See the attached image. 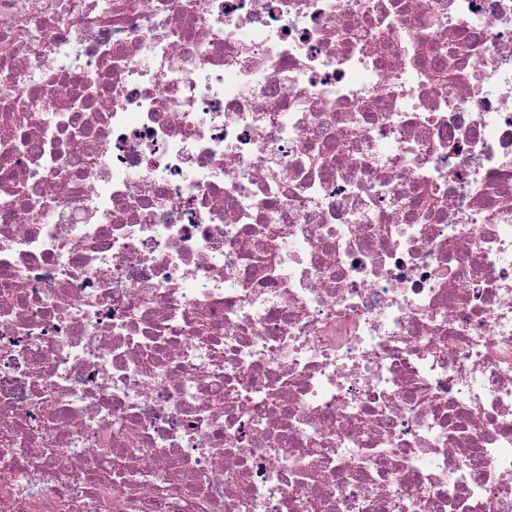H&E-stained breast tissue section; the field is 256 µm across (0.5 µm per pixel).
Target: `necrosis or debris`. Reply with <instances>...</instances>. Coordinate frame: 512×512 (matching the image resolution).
<instances>
[{"mask_svg": "<svg viewBox=\"0 0 512 512\" xmlns=\"http://www.w3.org/2000/svg\"><path fill=\"white\" fill-rule=\"evenodd\" d=\"M0 512H512V0H0Z\"/></svg>", "mask_w": 512, "mask_h": 512, "instance_id": "necrosis-or-debris-1", "label": "necrosis or debris"}]
</instances>
